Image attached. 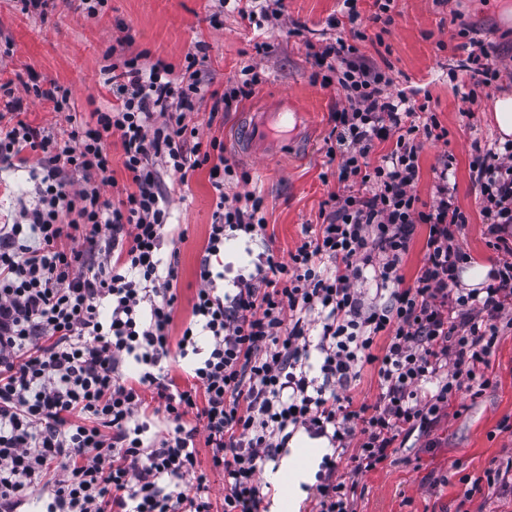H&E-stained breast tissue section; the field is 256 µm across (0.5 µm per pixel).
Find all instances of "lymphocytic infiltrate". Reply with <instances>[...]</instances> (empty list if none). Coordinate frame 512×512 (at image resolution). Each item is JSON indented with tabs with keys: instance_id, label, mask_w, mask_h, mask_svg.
Wrapping results in <instances>:
<instances>
[{
	"instance_id": "lymphocytic-infiltrate-1",
	"label": "lymphocytic infiltrate",
	"mask_w": 512,
	"mask_h": 512,
	"mask_svg": "<svg viewBox=\"0 0 512 512\" xmlns=\"http://www.w3.org/2000/svg\"><path fill=\"white\" fill-rule=\"evenodd\" d=\"M350 38L314 53L324 83L347 107L335 113L326 154L347 193L331 197L323 224L287 261L260 254L225 289L211 259L230 237L266 236L255 193L219 200L191 318L174 332L181 277L163 172L187 182L204 169L216 191L249 181L201 141L187 116L211 99V116L252 95L261 82L244 67L223 91L207 90L197 67L136 53L106 65L112 107L77 118L66 89L26 84L69 124L63 134L0 113V165L31 164L33 206L0 225V512L38 496L41 512H214L210 473L224 479V512H262L258 479L297 430L328 438L350 455L349 473L324 458L313 512H356L359 474L377 469L411 431L431 426L449 401L479 397L502 329L512 330V141L474 144L469 164L480 189L484 234L496 253L489 282L458 285L471 255L460 245L469 219L454 202L452 155L435 170V200L421 209L415 186L422 142L447 139L428 104L388 95L393 83L360 55L358 0H343ZM120 137L132 186L109 199V146ZM392 148L378 162V144ZM370 185L369 193L354 184ZM426 254L412 284L400 272L419 225ZM192 362L189 388L164 363ZM373 367L375 403L350 390ZM150 389L166 428L150 439L141 416ZM211 450L200 468L196 437Z\"/></svg>"
}]
</instances>
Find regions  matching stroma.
<instances>
[{"instance_id":"1","label":"stroma","mask_w":512,"mask_h":512,"mask_svg":"<svg viewBox=\"0 0 512 512\" xmlns=\"http://www.w3.org/2000/svg\"><path fill=\"white\" fill-rule=\"evenodd\" d=\"M367 21L366 41L359 51L372 65L389 72L392 92H418L448 130L447 141H424L421 177L415 192L421 202L433 201L435 168L442 155L452 154L455 203L469 218L461 240L475 264L491 266L496 254L486 244L480 190L470 177L474 140L501 138L492 115L496 98L512 96V0H397L388 30L370 21L373 0H360ZM342 0H283L278 21L256 28L238 13L222 11L218 0H108L103 13L84 14L80 0H57L47 18L22 13L15 0H0V40L12 43L0 56V84L14 82L23 100L25 121L59 134L67 129L64 114L50 102L25 92L20 79L36 76L41 84L57 83L68 90L77 111L107 108L113 102L102 68L109 49L146 51L184 68L194 43L207 47L201 77L211 89H223L245 66L262 72L263 84L223 118L210 119V101L197 104L191 124L202 140L228 141L227 156L249 171L250 184L228 183L226 197L251 189L265 199L268 225L265 242L245 244L232 239L224 246L226 279L245 270L256 254L272 249L279 258L299 243L305 226L324 221V203L343 186L330 176L324 138L331 114L346 107L338 86H322L311 66L312 49L340 33ZM301 34H293L294 25ZM466 37H458L459 29ZM486 51L499 63V75L486 97L472 111H463L462 97L470 83L459 79L460 64L470 52ZM291 97L309 114L312 135L308 153L284 159L243 158L232 139L247 112L269 95ZM172 223L184 230L179 243L182 276L178 285L176 323L190 317L191 301L200 286L198 266L213 221L217 196L206 171L187 183L167 177ZM28 169L0 170V224L12 223L20 204H33ZM491 387L479 397L461 395L450 401L427 432L411 435L388 461L360 474L364 494L357 512H512V500L492 488L466 498L459 475L476 479L485 470L512 460V330L501 335L489 358ZM510 430H502V423Z\"/></svg>"}]
</instances>
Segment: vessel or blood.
<instances>
[{"label": "vessel or blood", "instance_id": "obj_1", "mask_svg": "<svg viewBox=\"0 0 512 512\" xmlns=\"http://www.w3.org/2000/svg\"><path fill=\"white\" fill-rule=\"evenodd\" d=\"M302 112L282 100L273 107L247 114L238 147L252 156L274 157L296 141L302 127Z\"/></svg>", "mask_w": 512, "mask_h": 512}]
</instances>
